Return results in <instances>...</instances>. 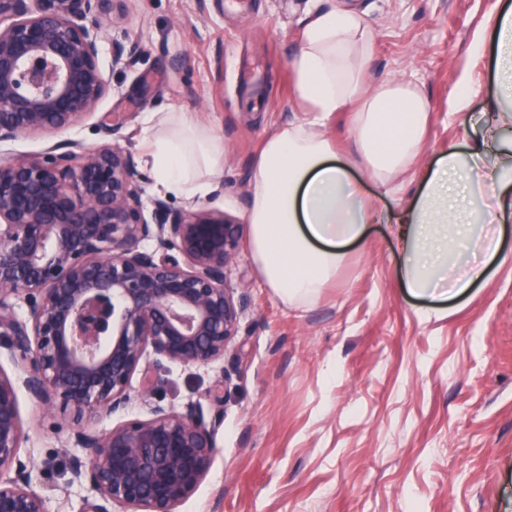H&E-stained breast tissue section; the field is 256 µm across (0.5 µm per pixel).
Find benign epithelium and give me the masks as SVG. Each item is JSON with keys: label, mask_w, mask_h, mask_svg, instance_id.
<instances>
[{"label": "benign epithelium", "mask_w": 512, "mask_h": 512, "mask_svg": "<svg viewBox=\"0 0 512 512\" xmlns=\"http://www.w3.org/2000/svg\"><path fill=\"white\" fill-rule=\"evenodd\" d=\"M111 2L0 0V144L49 138L0 161V348L13 367L0 369V512H48L21 456V388L71 415L67 470L90 492L80 512H180L216 456L221 417L162 404L159 371L224 360L248 307L227 280L241 225L146 206L123 120L100 117L93 147L59 138L112 93L99 23ZM135 55L113 43L112 67ZM135 398L147 415L129 413ZM103 412L118 422L93 429Z\"/></svg>", "instance_id": "benign-epithelium-1"}]
</instances>
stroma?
Returning <instances> with one entry per match:
<instances>
[{"instance_id": "stroma-1", "label": "stroma", "mask_w": 512, "mask_h": 512, "mask_svg": "<svg viewBox=\"0 0 512 512\" xmlns=\"http://www.w3.org/2000/svg\"><path fill=\"white\" fill-rule=\"evenodd\" d=\"M505 0H321L366 14L367 77L401 76L430 106L423 159L388 212L411 205L449 146L465 148L499 97L495 56L474 37ZM312 0H127L105 15L112 45L136 48L113 70L104 112L140 135L151 112H185L224 135V170L201 206L246 224L256 157L299 120L289 63ZM469 106L448 102L461 82ZM486 280L456 300L404 288L388 225L350 248L311 303L285 302L262 280L248 244L227 271L249 287L239 332L212 369L166 367L161 395L221 414L217 454L181 512H512V216ZM23 455L63 451V410L21 397ZM64 467L33 472L49 512H79L86 487Z\"/></svg>"}]
</instances>
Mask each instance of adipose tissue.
I'll return each instance as SVG.
<instances>
[{
    "label": "adipose tissue",
    "mask_w": 512,
    "mask_h": 512,
    "mask_svg": "<svg viewBox=\"0 0 512 512\" xmlns=\"http://www.w3.org/2000/svg\"><path fill=\"white\" fill-rule=\"evenodd\" d=\"M370 40L364 13L333 7L309 14L291 61L304 117L271 134L256 159L250 249L267 286L292 304L312 301L335 278L347 246L385 219L378 197L363 193L350 169L389 192L424 148L428 106L412 82L368 83ZM477 45L495 51L502 107L466 151L449 147L391 226L403 286L419 297L440 289L466 296L490 263L505 258L499 224L512 211V143L500 134L512 128V7L488 19ZM347 109L354 113L353 149L341 158L323 128ZM142 141L157 193L195 203L222 170L223 136L186 113L148 116Z\"/></svg>",
    "instance_id": "1"
}]
</instances>
